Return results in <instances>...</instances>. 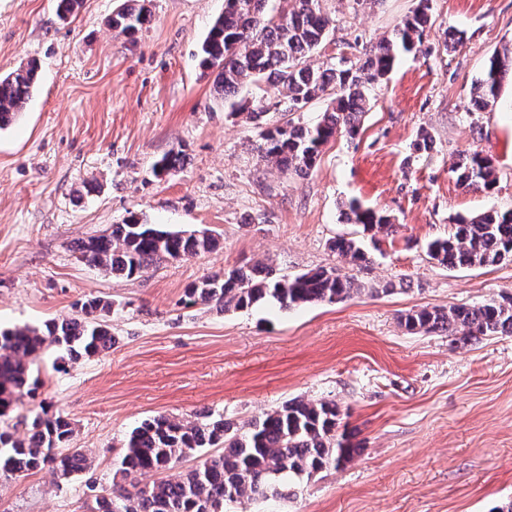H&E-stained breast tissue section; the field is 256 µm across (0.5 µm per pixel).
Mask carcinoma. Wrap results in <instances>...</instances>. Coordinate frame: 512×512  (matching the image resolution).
<instances>
[{
    "label": "carcinoma",
    "instance_id": "1",
    "mask_svg": "<svg viewBox=\"0 0 512 512\" xmlns=\"http://www.w3.org/2000/svg\"><path fill=\"white\" fill-rule=\"evenodd\" d=\"M431 0H418L412 14L391 36L342 64L334 59L319 64L313 56L335 30L321 0H289L288 10L273 0H224L200 49L202 67L218 68L214 82L224 101L247 83L258 98L247 119L259 129L265 162L280 170L307 175L325 146L338 134L351 138L360 132L361 118L370 103L369 86L393 69L398 51L421 44L431 25ZM149 13L141 0H123L113 12L112 30L134 36ZM512 69V50L495 55L472 85L474 116L498 98L506 69ZM39 66L29 61L0 76V129L16 121L31 98ZM278 88L284 104L303 108L325 98L329 105L313 125L288 118V111L271 119L267 86ZM183 162L180 150L163 156L156 168L167 173ZM457 180L465 187L489 192L497 181L492 161L473 152L455 164ZM347 220L374 236L394 232L390 216L356 201L348 203ZM216 245L209 231H170L133 216L103 234L78 245L90 263L106 273L127 278L142 274L161 260H177L211 251ZM337 256L353 265L367 261L362 242L345 236L331 244ZM427 255L448 267H475L512 262V213L487 210L462 218L455 232L427 243ZM361 291L354 279L320 268L291 278L277 277L263 263L244 264L215 274L185 289V304L213 305L221 310L247 309L274 300L285 308L333 303ZM109 304L101 299L81 303L77 314L41 327L0 329V418L7 417L23 398L36 400L44 382L33 375L32 356L43 348L62 350L60 360L76 364L112 347L113 337L101 319ZM409 331L444 332L462 344L489 336L512 334V297L477 305L421 308L405 314ZM73 423L43 404L34 411L28 433L18 438L0 426V477L20 478L49 469L62 479L88 470L92 461L82 448H70ZM113 463L112 488L96 498L98 512H224V506L244 499L267 500L295 494L294 488L315 474L339 469L356 452L341 430L340 411L329 401L291 399L240 427L220 415L206 420L159 415L133 429ZM196 464L175 470L188 459ZM153 475L155 480L126 488L116 481Z\"/></svg>",
    "mask_w": 512,
    "mask_h": 512
}]
</instances>
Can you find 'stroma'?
Listing matches in <instances>:
<instances>
[{
	"mask_svg": "<svg viewBox=\"0 0 512 512\" xmlns=\"http://www.w3.org/2000/svg\"><path fill=\"white\" fill-rule=\"evenodd\" d=\"M120 0H82L60 20L55 0H0V75L28 61L41 79L19 120L0 131V327L75 315L88 297L112 304L106 354L33 368L50 412L72 420V447L91 470L0 480V512H95L125 436L165 414L223 415L245 425L297 396L334 401L358 451L290 499L242 500L225 512H497L512 502V335L462 345L410 332L402 314L512 297V263L449 268L425 245L458 217L512 212V79L480 112L470 89L488 59L512 48V0H432L420 46L372 90L356 138L336 136L305 176L259 158L246 122L213 91L200 45L224 0H146L134 37L108 20ZM336 44H374L416 0H323ZM450 31L464 43L451 48ZM433 143L416 146L420 128ZM186 157L157 175L173 150ZM476 151L496 167L493 191L465 188L453 166ZM389 215L392 235L365 241L370 260L344 261L333 238L356 237L350 200ZM137 216L170 230L206 228L219 246L142 275L106 274L78 241ZM263 262L294 276L333 268L362 284L335 302L264 301L220 311L183 304L204 277Z\"/></svg>",
	"mask_w": 512,
	"mask_h": 512,
	"instance_id": "obj_1",
	"label": "stroma"
}]
</instances>
